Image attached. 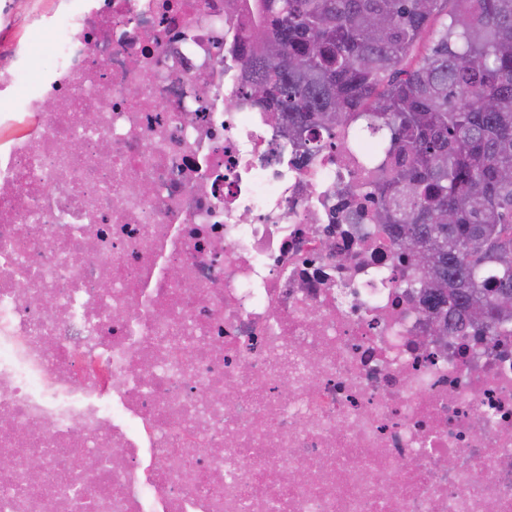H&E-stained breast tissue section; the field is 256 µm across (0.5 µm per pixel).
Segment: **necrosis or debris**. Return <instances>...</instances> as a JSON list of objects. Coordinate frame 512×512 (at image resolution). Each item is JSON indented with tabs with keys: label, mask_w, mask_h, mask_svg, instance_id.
<instances>
[{
	"label": "necrosis or debris",
	"mask_w": 512,
	"mask_h": 512,
	"mask_svg": "<svg viewBox=\"0 0 512 512\" xmlns=\"http://www.w3.org/2000/svg\"><path fill=\"white\" fill-rule=\"evenodd\" d=\"M253 2L55 0L32 82L0 0V512H512V325L238 107Z\"/></svg>",
	"instance_id": "necrosis-or-debris-1"
}]
</instances>
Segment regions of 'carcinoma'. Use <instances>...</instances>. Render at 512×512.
<instances>
[{
    "instance_id": "carcinoma-1",
    "label": "carcinoma",
    "mask_w": 512,
    "mask_h": 512,
    "mask_svg": "<svg viewBox=\"0 0 512 512\" xmlns=\"http://www.w3.org/2000/svg\"><path fill=\"white\" fill-rule=\"evenodd\" d=\"M254 16L242 99L311 155L372 144L365 193L443 335L512 322V0H255Z\"/></svg>"
}]
</instances>
